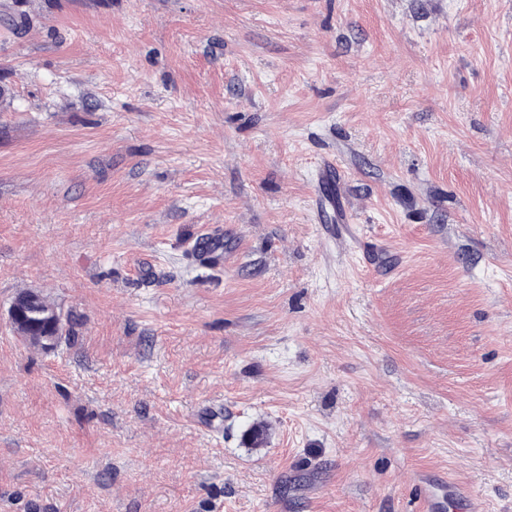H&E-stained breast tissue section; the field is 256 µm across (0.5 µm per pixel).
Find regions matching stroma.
Masks as SVG:
<instances>
[{
	"mask_svg": "<svg viewBox=\"0 0 512 512\" xmlns=\"http://www.w3.org/2000/svg\"><path fill=\"white\" fill-rule=\"evenodd\" d=\"M422 476L512 512V0H0V512ZM33 309L34 311L32 312L31 310ZM32 313L37 314L40 321L34 324V329L39 331L30 337L39 340L46 348H52L53 345L61 343L62 340L70 341L72 338H75V326L77 323L75 320L69 319L60 328V339L56 343V336H54L53 330L56 323L60 320L61 314L56 308L51 311L42 310L35 297L15 300L9 308V318L13 324L27 322L32 317Z\"/></svg>",
	"mask_w": 512,
	"mask_h": 512,
	"instance_id": "1",
	"label": "stroma"
}]
</instances>
